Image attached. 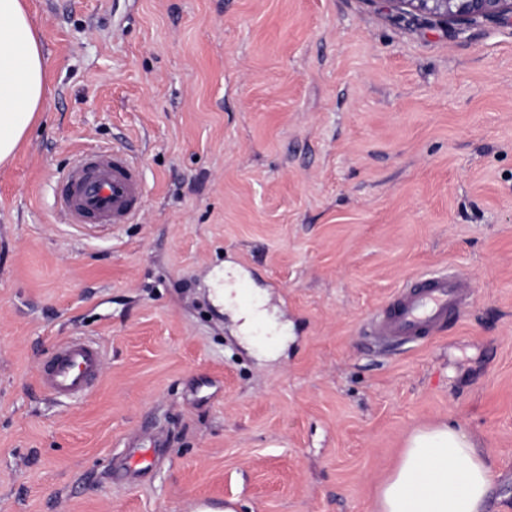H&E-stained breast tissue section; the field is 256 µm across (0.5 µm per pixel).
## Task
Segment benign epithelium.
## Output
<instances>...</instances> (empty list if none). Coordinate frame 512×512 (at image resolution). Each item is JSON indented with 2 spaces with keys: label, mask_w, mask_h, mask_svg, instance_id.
<instances>
[{
  "label": "benign epithelium",
  "mask_w": 512,
  "mask_h": 512,
  "mask_svg": "<svg viewBox=\"0 0 512 512\" xmlns=\"http://www.w3.org/2000/svg\"><path fill=\"white\" fill-rule=\"evenodd\" d=\"M387 11L422 16L440 24L512 19V0H379Z\"/></svg>",
  "instance_id": "benign-epithelium-1"
}]
</instances>
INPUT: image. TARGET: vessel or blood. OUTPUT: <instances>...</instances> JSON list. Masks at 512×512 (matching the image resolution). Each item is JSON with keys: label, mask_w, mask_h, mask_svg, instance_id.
Segmentation results:
<instances>
[{"label": "vessel or blood", "mask_w": 512, "mask_h": 512, "mask_svg": "<svg viewBox=\"0 0 512 512\" xmlns=\"http://www.w3.org/2000/svg\"><path fill=\"white\" fill-rule=\"evenodd\" d=\"M145 179L132 155L121 150L81 152L62 173L56 205L70 224H126L140 209ZM474 296L470 281L449 272H428L405 281L374 313L368 334L376 342L419 344L444 332ZM101 348L83 338L60 342L42 364V386L56 399L86 396L99 376ZM155 451L135 448L123 457L122 472L134 477L149 471Z\"/></svg>", "instance_id": "obj_1"}]
</instances>
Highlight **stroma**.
Instances as JSON below:
<instances>
[{"mask_svg": "<svg viewBox=\"0 0 512 512\" xmlns=\"http://www.w3.org/2000/svg\"><path fill=\"white\" fill-rule=\"evenodd\" d=\"M45 109L0 166V512H373L407 438L459 424L512 512V21L372 0H27ZM91 147L131 153L118 229L57 215ZM263 318L215 304L225 268ZM455 268L471 305L384 349L372 311ZM70 336L89 395L45 394ZM150 475L119 477L131 447ZM101 348L84 338L60 342L42 364V386L56 399L84 397L99 377Z\"/></svg>", "mask_w": 512, "mask_h": 512, "instance_id": "35a3bbf8", "label": "stroma"}]
</instances>
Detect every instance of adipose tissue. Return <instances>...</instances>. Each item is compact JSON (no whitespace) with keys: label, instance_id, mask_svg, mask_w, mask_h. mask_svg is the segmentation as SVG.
I'll return each mask as SVG.
<instances>
[{"label":"adipose tissue","instance_id":"1","mask_svg":"<svg viewBox=\"0 0 512 512\" xmlns=\"http://www.w3.org/2000/svg\"><path fill=\"white\" fill-rule=\"evenodd\" d=\"M47 66L24 0H0V165L10 163L43 110ZM494 470L455 423L414 430L381 485L375 512H487Z\"/></svg>","mask_w":512,"mask_h":512}]
</instances>
